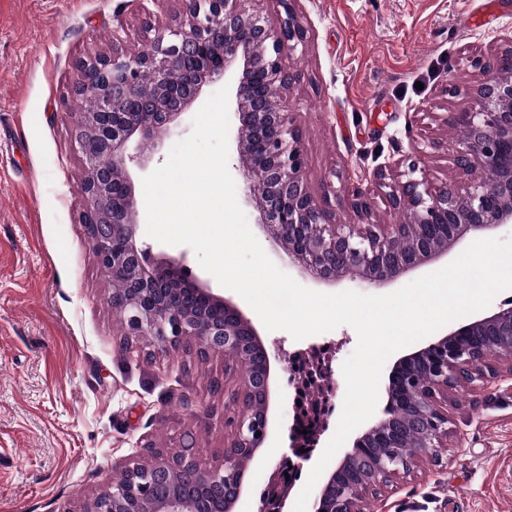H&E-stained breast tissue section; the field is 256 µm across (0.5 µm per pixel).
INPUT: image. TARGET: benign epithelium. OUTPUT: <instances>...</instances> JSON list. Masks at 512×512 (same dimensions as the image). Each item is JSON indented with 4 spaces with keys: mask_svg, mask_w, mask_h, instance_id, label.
I'll use <instances>...</instances> for the list:
<instances>
[{
    "mask_svg": "<svg viewBox=\"0 0 512 512\" xmlns=\"http://www.w3.org/2000/svg\"><path fill=\"white\" fill-rule=\"evenodd\" d=\"M173 23L148 28L147 48L130 55L112 33V52L77 61L76 94L87 112L74 133L84 162L81 192L86 224L97 261L124 288L112 291V305L129 343L150 339L164 349L191 347L208 358L224 356V379L211 380L214 392L227 391L224 426L230 429L216 465L203 464L189 450L145 445L148 460L127 466L89 499L83 512H232L244 490V476L270 432L271 366L257 330L242 311L189 278L180 261L156 262L136 241L137 202L127 162L134 138L149 140L199 97L204 84L236 73L231 100L238 127L235 147L249 201L262 229L286 252L302 274L334 283L346 274L373 287L397 280L448 254L463 239L512 223V44L471 67L477 80L459 84L454 94L465 106L443 116L457 132L449 144L454 177L431 186L415 179L418 162L407 163L406 181H386L374 172L376 192L354 186L347 202L360 218L341 224L329 205L330 191L310 192L296 117L282 97L298 76L283 68L281 56L306 45L307 30L293 8L278 0L284 14L270 19L248 7L251 0H180ZM483 175L473 178L476 169ZM405 215L400 224L372 222L375 194ZM430 350L444 356L426 369L408 403H395V375L419 365ZM258 368L249 366L254 355ZM512 375V307L459 325L430 340L394 365L386 387L385 417L368 427L351 453L329 472L313 502V512H366L369 498L423 457L439 460L448 447V390L470 389L477 381ZM408 413L416 448H403L393 410ZM384 444L371 456L358 455L366 438Z\"/></svg>",
    "mask_w": 512,
    "mask_h": 512,
    "instance_id": "1",
    "label": "benign epithelium"
}]
</instances>
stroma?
<instances>
[{"label": "stroma", "instance_id": "obj_1", "mask_svg": "<svg viewBox=\"0 0 512 512\" xmlns=\"http://www.w3.org/2000/svg\"><path fill=\"white\" fill-rule=\"evenodd\" d=\"M295 8L308 39L304 50L283 52L282 64L301 75L285 97L302 132L310 191L322 195L329 182L340 192L368 187L380 166L399 179L402 159L419 150L429 182H446L452 135L441 118L461 103L449 81H470L471 58L512 40V0H296ZM178 9L177 0H0V512H80L149 442L221 460L224 398L208 383L223 374L224 358L124 346L112 278L81 221L82 162L72 139L86 110L73 93L76 60L111 52L118 28L125 51L143 50L145 24L165 26ZM198 110L191 105L170 133L139 144L128 165L136 200ZM136 220L137 240L153 257L182 260L204 287L254 317L191 247L149 237L145 208ZM464 249L457 244L377 290L347 277L317 285L281 249L264 247L304 287L365 295L395 292ZM257 331L271 360V434L234 512H260L268 472L289 453L288 357L331 345L328 385L340 405L342 365L357 345L347 325L301 340ZM448 419L455 448L398 478L372 512H512V377L450 396Z\"/></svg>", "mask_w": 512, "mask_h": 512}]
</instances>
